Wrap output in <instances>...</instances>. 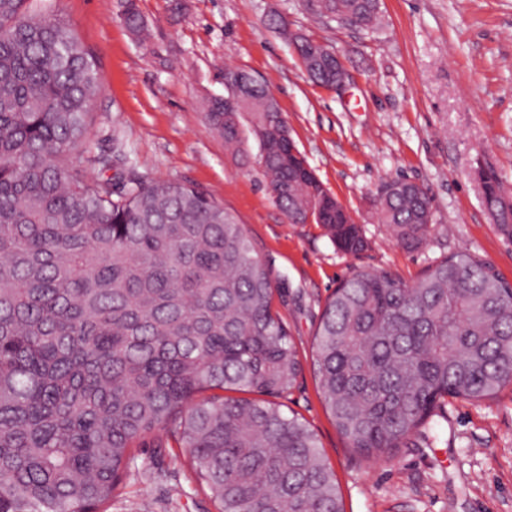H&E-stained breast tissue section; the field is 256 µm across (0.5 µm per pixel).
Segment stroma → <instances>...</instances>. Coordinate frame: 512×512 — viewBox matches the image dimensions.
<instances>
[{
  "mask_svg": "<svg viewBox=\"0 0 512 512\" xmlns=\"http://www.w3.org/2000/svg\"><path fill=\"white\" fill-rule=\"evenodd\" d=\"M120 0H30L52 6L94 56L102 89L92 110L94 151L120 149L127 168L196 187L244 224L276 281L275 307L304 369L287 410L317 434L345 512H512V386L490 402L447 399L410 442L373 461L336 430L310 366L327 299L354 273L415 281L469 250L512 283V241L498 231L477 172L493 169L512 199V0H380L375 31L325 25L300 0H138L136 37ZM332 48L352 79L343 91L313 83L292 45L267 21ZM250 72L282 110L290 135L325 188L363 228L360 254L323 228L291 223L273 199L253 133L226 146L208 101L224 72ZM402 179L427 194L433 225L409 251L378 223L380 187ZM109 512H214L181 453L149 442Z\"/></svg>",
  "mask_w": 512,
  "mask_h": 512,
  "instance_id": "1",
  "label": "stroma"
}]
</instances>
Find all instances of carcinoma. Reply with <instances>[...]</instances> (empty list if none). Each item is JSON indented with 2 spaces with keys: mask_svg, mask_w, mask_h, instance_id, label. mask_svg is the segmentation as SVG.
<instances>
[{
  "mask_svg": "<svg viewBox=\"0 0 512 512\" xmlns=\"http://www.w3.org/2000/svg\"><path fill=\"white\" fill-rule=\"evenodd\" d=\"M27 2L0 0V512H104L148 438L183 449L216 512H344L309 425L241 397H285L303 372L244 225L194 187L88 148L98 66L63 18ZM122 7L142 32L136 0ZM310 13L381 23L379 0H316ZM294 47L315 84L333 81L327 46ZM271 100L263 86L247 109L276 203L362 252L361 226L268 132ZM208 116L226 144L241 143L223 100ZM478 176L511 239L499 177ZM394 185L374 201L378 218L415 250L430 200ZM312 367L348 446L380 458L447 398L489 401L512 384V284L468 250L412 284L357 272L325 305Z\"/></svg>",
  "mask_w": 512,
  "mask_h": 512,
  "instance_id": "1",
  "label": "carcinoma"
}]
</instances>
